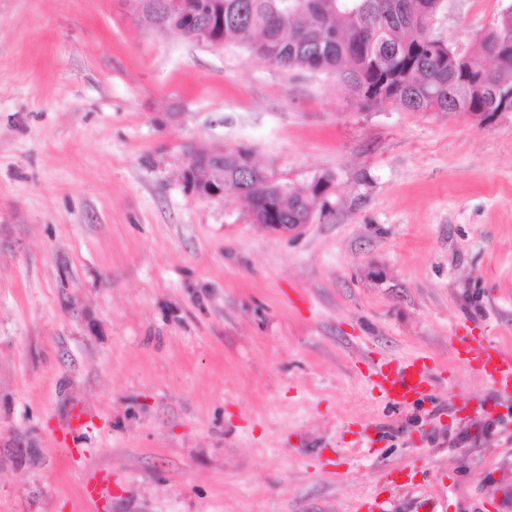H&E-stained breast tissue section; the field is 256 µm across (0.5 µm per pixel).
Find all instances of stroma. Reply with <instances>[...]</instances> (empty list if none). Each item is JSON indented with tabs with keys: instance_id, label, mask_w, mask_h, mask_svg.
<instances>
[{
	"instance_id": "stroma-1",
	"label": "stroma",
	"mask_w": 512,
	"mask_h": 512,
	"mask_svg": "<svg viewBox=\"0 0 512 512\" xmlns=\"http://www.w3.org/2000/svg\"><path fill=\"white\" fill-rule=\"evenodd\" d=\"M192 149L331 175L329 206L272 233ZM471 329L512 344V112L364 107L139 0H0V512H512ZM372 352L425 357L430 401L383 404Z\"/></svg>"
}]
</instances>
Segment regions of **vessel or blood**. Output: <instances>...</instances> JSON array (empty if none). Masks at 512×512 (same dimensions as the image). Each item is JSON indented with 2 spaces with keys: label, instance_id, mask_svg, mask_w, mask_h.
I'll use <instances>...</instances> for the list:
<instances>
[{
  "label": "vessel or blood",
  "instance_id": "b4317fda",
  "mask_svg": "<svg viewBox=\"0 0 512 512\" xmlns=\"http://www.w3.org/2000/svg\"><path fill=\"white\" fill-rule=\"evenodd\" d=\"M466 361L492 388L497 398L512 399V348L484 335L458 337ZM369 374L382 401L392 407L412 405L428 396L432 382L418 360L371 361Z\"/></svg>",
  "mask_w": 512,
  "mask_h": 512
}]
</instances>
